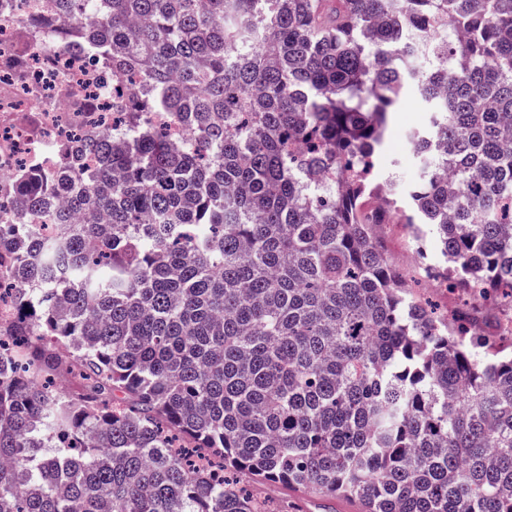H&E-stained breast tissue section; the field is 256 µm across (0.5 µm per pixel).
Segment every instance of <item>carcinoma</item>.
<instances>
[{
  "instance_id": "carcinoma-1",
  "label": "carcinoma",
  "mask_w": 512,
  "mask_h": 512,
  "mask_svg": "<svg viewBox=\"0 0 512 512\" xmlns=\"http://www.w3.org/2000/svg\"><path fill=\"white\" fill-rule=\"evenodd\" d=\"M54 12L53 48L140 94L0 194V512H268L236 470L363 512H512V338L480 326L512 301V0ZM410 92L430 117L402 209L371 172ZM389 221L480 305L429 310L373 233Z\"/></svg>"
}]
</instances>
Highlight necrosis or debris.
Listing matches in <instances>:
<instances>
[{
    "label": "necrosis or debris",
    "instance_id": "4bbe7bcc",
    "mask_svg": "<svg viewBox=\"0 0 512 512\" xmlns=\"http://www.w3.org/2000/svg\"><path fill=\"white\" fill-rule=\"evenodd\" d=\"M48 32L0 27V176L60 169L77 133L99 130L112 113L101 69L83 50L59 51Z\"/></svg>",
    "mask_w": 512,
    "mask_h": 512
}]
</instances>
